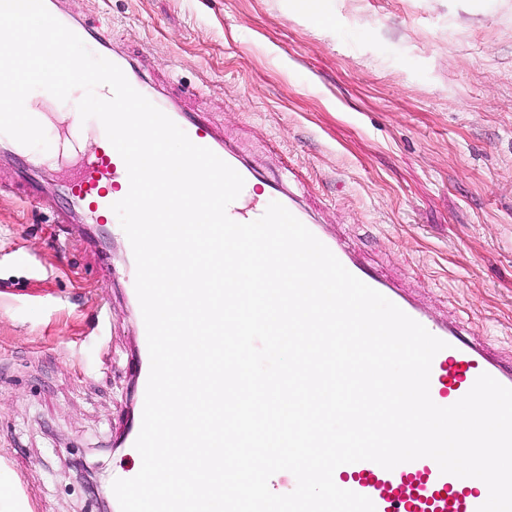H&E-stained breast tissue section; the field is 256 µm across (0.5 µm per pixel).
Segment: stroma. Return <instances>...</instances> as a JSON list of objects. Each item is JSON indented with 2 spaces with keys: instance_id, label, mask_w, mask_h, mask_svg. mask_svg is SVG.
I'll return each instance as SVG.
<instances>
[{
  "instance_id": "obj_1",
  "label": "stroma",
  "mask_w": 512,
  "mask_h": 512,
  "mask_svg": "<svg viewBox=\"0 0 512 512\" xmlns=\"http://www.w3.org/2000/svg\"><path fill=\"white\" fill-rule=\"evenodd\" d=\"M69 7L244 157L294 165L363 261L512 360V0H330L332 28L287 0ZM119 229H98L107 276L76 231L0 197V491L30 512H102L77 464L141 468L122 444L139 336Z\"/></svg>"
}]
</instances>
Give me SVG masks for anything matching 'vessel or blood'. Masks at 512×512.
Returning <instances> with one entry per match:
<instances>
[{
	"instance_id": "obj_1",
	"label": "vessel or blood",
	"mask_w": 512,
	"mask_h": 512,
	"mask_svg": "<svg viewBox=\"0 0 512 512\" xmlns=\"http://www.w3.org/2000/svg\"><path fill=\"white\" fill-rule=\"evenodd\" d=\"M65 2L45 0L55 18L83 41L92 43L97 55L119 66L130 84L184 130L193 143L210 148L242 175L244 187L227 209L232 220L248 223L264 214L265 204L251 201L254 185L263 183L268 201L284 205L348 271L445 341V349L435 355L431 365L430 396L434 403L440 406L456 403L483 373L512 387V369L505 366L491 344L473 342L457 323L429 316L418 306L409 289L369 268L341 236L328 232L316 213L305 205L303 193L282 177L265 174L257 164L246 161L237 145L225 137L223 126L210 114L188 109L185 97L173 90L169 80L146 78L125 44L104 37L100 25L67 12ZM80 122L79 114L68 115L63 122L68 135L55 146L56 153L70 157L72 174L66 179L53 177L41 156L0 134V168L18 156L29 158L28 175L8 181L0 179V196L44 207L50 210L57 224L75 220L98 226L111 222L112 204L118 202L120 193L129 189L126 165L120 155L105 147L89 153L81 151ZM60 198L65 199V207H57ZM333 480L339 488L371 499L375 512H477L488 498L487 491L477 488L474 479L441 473L436 461L426 457L391 470L372 461L344 464L335 469Z\"/></svg>"
}]
</instances>
